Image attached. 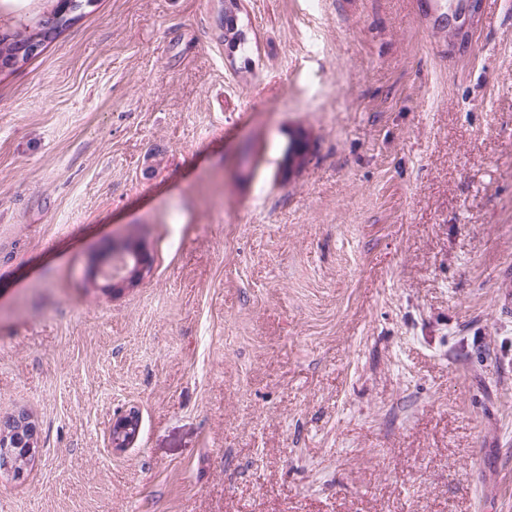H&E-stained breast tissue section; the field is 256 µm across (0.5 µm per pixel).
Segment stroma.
<instances>
[{"label": "stroma", "mask_w": 512, "mask_h": 512, "mask_svg": "<svg viewBox=\"0 0 512 512\" xmlns=\"http://www.w3.org/2000/svg\"><path fill=\"white\" fill-rule=\"evenodd\" d=\"M238 4L245 59L224 0H97L0 75V420L42 434L0 512H512V0L463 49ZM229 4L224 8V33L222 38L229 46L237 48L241 55H246L248 51L247 37L245 32L240 29L236 23L234 9H237V2L229 0Z\"/></svg>", "instance_id": "1"}]
</instances>
